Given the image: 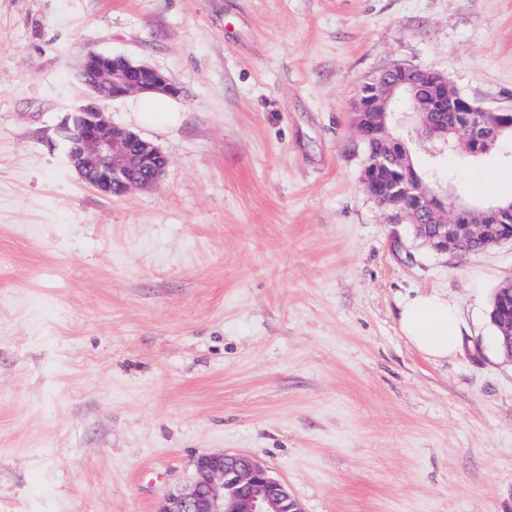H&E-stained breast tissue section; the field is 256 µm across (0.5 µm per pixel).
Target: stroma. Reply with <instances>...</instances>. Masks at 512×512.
<instances>
[{
  "instance_id": "1",
  "label": "stroma",
  "mask_w": 512,
  "mask_h": 512,
  "mask_svg": "<svg viewBox=\"0 0 512 512\" xmlns=\"http://www.w3.org/2000/svg\"><path fill=\"white\" fill-rule=\"evenodd\" d=\"M164 73L161 181L104 196L60 129L88 51ZM393 64L512 106V0H0V512H154L202 454L304 512H512V244L440 255L360 183L358 86ZM393 133L441 193L512 198V149ZM457 304L432 360L401 303ZM496 326L498 339L512 361V285L503 287L497 307ZM398 323L408 343L429 359L448 358L462 348L459 309L436 291L405 302Z\"/></svg>"
}]
</instances>
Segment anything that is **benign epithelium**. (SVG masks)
<instances>
[{
    "mask_svg": "<svg viewBox=\"0 0 512 512\" xmlns=\"http://www.w3.org/2000/svg\"><path fill=\"white\" fill-rule=\"evenodd\" d=\"M86 104L63 124L72 143L68 159L80 179L103 195H121L157 184L166 164L160 150L126 128L112 124L103 105L115 98L147 93L175 94L176 88L155 69L123 57L91 51L81 70ZM407 104L422 136L449 144L448 135L489 152L504 134L512 135V107L486 108L455 89L448 78L428 69L394 64L362 83L352 110L362 140L372 146L361 175L364 191L411 224L428 228L427 243L437 253H463L462 244L477 240L490 248L512 243V200L475 209L452 198L440 201L416 172L409 150L391 133L396 103ZM498 339L512 361V285L503 287L497 307ZM155 512H303L285 482L257 457L246 453L198 456L190 482L173 488Z\"/></svg>",
    "mask_w": 512,
    "mask_h": 512,
    "instance_id": "benign-epithelium-1",
    "label": "benign epithelium"
}]
</instances>
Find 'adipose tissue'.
Listing matches in <instances>:
<instances>
[{
	"label": "adipose tissue",
	"mask_w": 512,
	"mask_h": 512,
	"mask_svg": "<svg viewBox=\"0 0 512 512\" xmlns=\"http://www.w3.org/2000/svg\"><path fill=\"white\" fill-rule=\"evenodd\" d=\"M398 323L408 343L427 358L444 359L462 348L459 309L438 292H423L405 302Z\"/></svg>",
	"instance_id": "ef3b65f1"
}]
</instances>
